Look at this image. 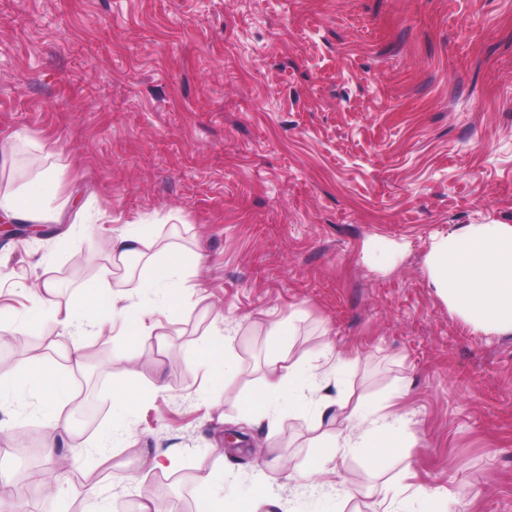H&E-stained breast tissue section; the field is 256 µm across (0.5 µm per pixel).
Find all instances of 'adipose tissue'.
Listing matches in <instances>:
<instances>
[{"label":"adipose tissue","instance_id":"obj_1","mask_svg":"<svg viewBox=\"0 0 512 512\" xmlns=\"http://www.w3.org/2000/svg\"><path fill=\"white\" fill-rule=\"evenodd\" d=\"M59 189L58 171H39L33 185H0V221L37 224L59 220L51 207ZM143 256L147 262L138 288L143 303L125 305L120 295L110 291L106 280L87 285L77 305L61 307L55 282L46 280L30 292L31 301L43 316L68 336L64 356L74 368H82V336L104 335L111 314L121 312L135 317L140 327L137 339L152 336L148 319L172 311L176 294L186 287L200 265L197 255L172 249H156L151 225L130 224L112 240L111 261L125 265L130 257ZM430 286L473 331L500 336L512 335V224H466L442 236L431 245L426 259ZM286 324L273 322L268 330L271 349L266 357L258 386L245 398L241 415L245 421L275 419L283 410L314 406L317 417L331 416L341 430L324 440V453L304 459L290 468L288 478L303 483L325 471L336 448H355L376 460L407 447V415L389 404L366 401L350 403L344 395L322 396L328 375L320 365L291 359L284 345ZM43 398L45 416L54 428L65 429L69 417L64 405L74 394L68 377L39 362L22 365L10 375L0 374V397L24 401L31 390Z\"/></svg>","mask_w":512,"mask_h":512}]
</instances>
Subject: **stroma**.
I'll return each mask as SVG.
<instances>
[{"label": "stroma", "mask_w": 512, "mask_h": 512, "mask_svg": "<svg viewBox=\"0 0 512 512\" xmlns=\"http://www.w3.org/2000/svg\"><path fill=\"white\" fill-rule=\"evenodd\" d=\"M0 136L15 141L0 183L54 165L56 206L100 213L0 240V372L47 356L68 368L66 337L27 291L49 278L73 302L124 225L206 259L146 341L122 315L109 340L85 337L76 399L103 405L97 422L75 410L55 435L39 398L0 405V475L34 465L50 486L27 512H83L90 492L109 512H136L146 493L204 512L202 476L219 469L225 496L260 478L284 512H385L393 499L430 512L428 490L446 492L450 512H512V335L473 332L425 270L436 237L512 224V0H0ZM371 244L388 260L366 257ZM291 312L293 356L328 344L355 359L345 393L383 403L408 389L410 447L377 464L340 450L335 472L312 475L344 477V498L286 478L285 462L335 432L310 413L225 445L262 375L267 326ZM227 337L239 373L189 376L204 342ZM132 350L144 395L116 428L125 372L112 355ZM50 440L73 475L54 472ZM129 444L175 465L131 468Z\"/></svg>", "instance_id": "stroma-1"}]
</instances>
